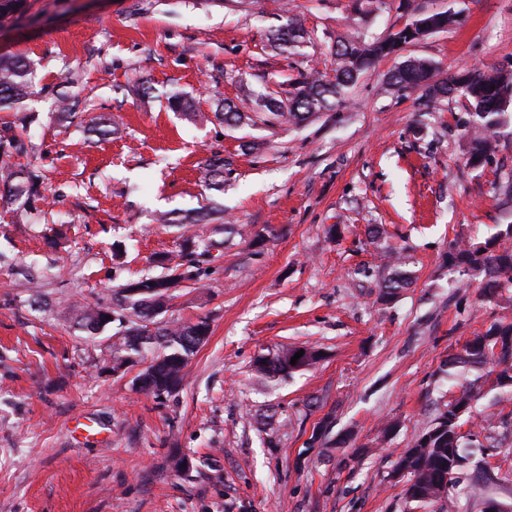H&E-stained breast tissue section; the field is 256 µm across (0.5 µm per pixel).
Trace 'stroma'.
<instances>
[{
  "label": "stroma",
  "mask_w": 512,
  "mask_h": 512,
  "mask_svg": "<svg viewBox=\"0 0 512 512\" xmlns=\"http://www.w3.org/2000/svg\"><path fill=\"white\" fill-rule=\"evenodd\" d=\"M353 2L28 0L0 26V54H24L35 76L32 96L0 124L29 149L15 165L47 175L31 214L0 208V512H421L394 463L460 379L488 374L438 371L504 315L481 302V277L458 284L448 249L496 234L512 247V203L492 190L496 172H512V123L472 171L464 102L428 112L415 93L382 90L393 57L361 76L347 104L300 126L230 128L214 116L219 100L254 113L298 71L328 72L337 36L379 37L411 18L401 0L363 18ZM287 8L313 39L306 56L263 49ZM401 56L447 76L512 71V0H468L460 24ZM176 93L200 119L167 107ZM63 94L81 99L82 118L59 114ZM98 115L120 134L85 131L83 118ZM215 153L220 190L202 179ZM203 206L208 223L184 225ZM186 232L204 241L200 277L157 319L202 317L210 334L182 385L154 398L135 386L151 351L113 371L122 326L92 337L66 309L162 275L153 255L177 250ZM383 246L413 279L389 300ZM291 344L322 357L284 381L254 375L260 350ZM489 415L494 446L460 479L486 468L509 481L460 499V512H482L488 496L512 512V392L480 398L465 430ZM175 458L187 459L184 471Z\"/></svg>",
  "instance_id": "1"
}]
</instances>
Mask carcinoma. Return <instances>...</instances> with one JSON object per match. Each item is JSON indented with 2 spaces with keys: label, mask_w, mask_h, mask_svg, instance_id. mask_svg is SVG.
<instances>
[{
  "label": "carcinoma",
  "mask_w": 512,
  "mask_h": 512,
  "mask_svg": "<svg viewBox=\"0 0 512 512\" xmlns=\"http://www.w3.org/2000/svg\"><path fill=\"white\" fill-rule=\"evenodd\" d=\"M26 0H0V25L24 10ZM461 12L435 11L429 15L433 25L448 29L458 22ZM420 18L399 29H392L374 41L363 39L336 40L332 53L334 67L331 74L299 73L292 83L293 91L288 97L265 95L264 107L268 118L284 119L299 125L318 112L333 109L343 103L350 88L362 74L384 58L397 54L402 48L432 33V30L417 25ZM310 36L295 16L285 15L278 26L277 34L267 44L271 51H290L295 54L307 47ZM33 70L19 56L0 54V112H9L25 101L31 94ZM385 87L400 91L419 93L418 100L431 110L444 100L461 97L465 101L467 118L462 121L467 134L466 163L479 169L488 163L497 148L495 136L504 125L506 107L512 103V72L502 69L488 71L472 70L464 74L442 77L435 64L424 58L409 57L385 75ZM216 117L227 125H240L252 117L237 110L227 102ZM26 152L25 142L12 127L0 129V201L24 213L31 207L35 186L42 174L35 168L14 169L7 159ZM206 183L216 189L224 185V159L215 155L204 164ZM199 248L195 236L188 235L180 244L177 255H160L157 263L168 270L158 277H144L127 283L113 292L112 304H97L77 310L73 319L85 332L95 335L111 321L129 323L123 344L114 351V360L119 361L127 351H138L146 344L158 343L160 353L136 378L139 391L160 396L175 390L181 383L182 371L189 356L208 336L209 324L203 318L195 323L174 324L153 332L154 312L162 299H172V288L189 278L180 268L192 262ZM448 267L455 270L460 280L481 274L484 277L483 298L488 303L507 306L512 295L503 292L512 290V248L503 247L500 236L483 241L469 240L455 245L448 251ZM389 269L382 288L383 296L390 297L411 283L410 274L403 269L399 258L385 264ZM111 320H106V317ZM311 363L319 359L318 351L296 345L271 349L253 360L252 370L260 378H287L305 369L293 365L290 355L298 351ZM492 362L496 368L497 384L501 389H512V320H501L485 332L473 337L457 353L444 359L439 372L479 367ZM481 393L478 381L463 386L459 394L448 403L446 410L439 411L431 424L417 435L412 445L397 459L394 471L406 478L405 498L412 502V490L419 487L429 493L430 501H420L421 507L436 506L439 510L453 512L460 496H468L475 485L455 490L456 474L463 469L476 453H485L488 435L480 432L461 431L463 418L471 416L472 402Z\"/></svg>",
  "instance_id": "carcinoma-1"
}]
</instances>
